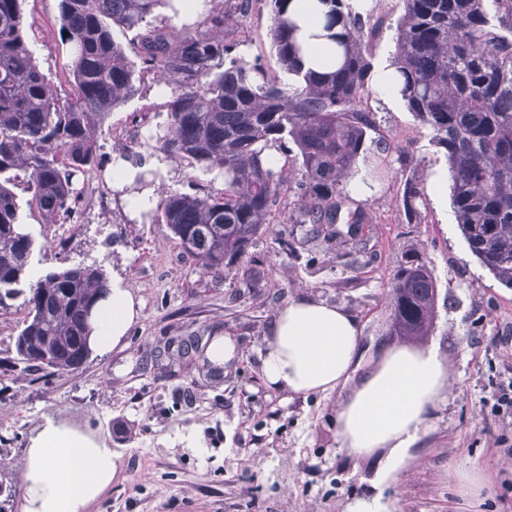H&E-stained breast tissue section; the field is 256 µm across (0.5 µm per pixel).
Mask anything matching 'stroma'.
I'll list each match as a JSON object with an SVG mask.
<instances>
[{
	"label": "stroma",
	"mask_w": 512,
	"mask_h": 512,
	"mask_svg": "<svg viewBox=\"0 0 512 512\" xmlns=\"http://www.w3.org/2000/svg\"><path fill=\"white\" fill-rule=\"evenodd\" d=\"M376 34L374 68L394 51L402 0H364ZM29 47L59 89H68L57 0H26ZM264 0L232 38L246 59L279 70ZM166 98L151 78L113 112L98 132L104 162L166 121ZM369 108L390 150V176L361 205L365 258L350 245L307 240L299 226L257 240L236 271L215 278L186 253L163 224L142 223L125 195L99 170L79 183L81 217L63 239L36 213H24L35 240L27 271L34 283L48 269L75 263L103 266L110 281L132 288L141 313L124 344L92 352L70 373L11 367L14 338L27 317L21 299L0 308V482L21 485L26 451L46 421L82 431L121 456L122 469L89 512H346L360 496H382L391 512H512V416L496 397L512 383V288L496 282L470 253L453 209L437 207L429 187L447 163L433 134L400 96L372 92ZM164 187L193 184L219 193L222 179L187 163L161 162ZM423 190L420 223L406 220V181ZM293 240V250L282 240ZM424 254L435 278V329L421 347H438L450 366L451 391L427 413L404 467L383 477L385 450L351 456L336 429V412L351 391L343 386L306 398L268 385L260 369L268 325L296 296L343 306L358 322L362 376L393 338L385 284L408 246ZM258 288H251V281ZM208 329L233 338L235 361L212 383L194 364L154 354L170 338ZM486 483L470 491L464 476Z\"/></svg>",
	"instance_id": "stroma-1"
}]
</instances>
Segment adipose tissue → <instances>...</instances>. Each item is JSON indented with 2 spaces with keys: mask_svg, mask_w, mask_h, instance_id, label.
Here are the masks:
<instances>
[{
  "mask_svg": "<svg viewBox=\"0 0 512 512\" xmlns=\"http://www.w3.org/2000/svg\"><path fill=\"white\" fill-rule=\"evenodd\" d=\"M289 10L311 59H325L332 44L323 35L322 5L292 0ZM138 313L133 290L112 286L90 317L92 349L105 351L122 343ZM357 347L358 325L350 312L294 298L268 327L261 372L268 384L296 396L328 393L348 381ZM450 389L449 367L436 351L388 346L338 412L342 446L355 456L386 450L385 469L398 471L424 427L428 407ZM120 466L119 456L106 444L47 422L26 453L22 512H88Z\"/></svg>",
  "mask_w": 512,
  "mask_h": 512,
  "instance_id": "adipose-tissue-1",
  "label": "adipose tissue"
}]
</instances>
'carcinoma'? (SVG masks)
I'll return each mask as SVG.
<instances>
[{"label":"carcinoma","instance_id":"cac0c4a2","mask_svg":"<svg viewBox=\"0 0 512 512\" xmlns=\"http://www.w3.org/2000/svg\"><path fill=\"white\" fill-rule=\"evenodd\" d=\"M25 0H0V307L23 297L28 317L15 336L13 366L70 372L90 356L88 309L109 292L102 266L72 265L45 272L21 288L34 242L23 231L17 190L26 206L50 224L79 222L81 178L102 166L97 132L112 112L140 90L147 73L163 92L166 124L151 149L224 179L215 195H161L151 222L168 226L178 244L196 240L193 253L214 277L230 272L272 224H303L313 240H344L362 252L360 233L373 217L350 207L346 181L358 172L382 179V156L365 155L375 113L370 91L373 28L361 0H318L326 37L335 45L328 70L304 68L290 0H268L270 39L290 82L236 52L228 28L241 25L253 0H210L204 31L157 26L156 9L172 0H57L65 72L73 93L60 96L29 48ZM390 66L398 95L444 150L450 199L471 254L501 285L512 288V0H402ZM132 33L139 63L113 37ZM289 141L299 175L273 166L266 151ZM296 189L288 215L277 219L280 196ZM422 190L405 183L408 223H421ZM388 334L415 342L434 329L437 288L414 246L386 284ZM213 336L168 341L171 353L202 358L220 377L224 365L205 355Z\"/></svg>","mask_w":512,"mask_h":512}]
</instances>
